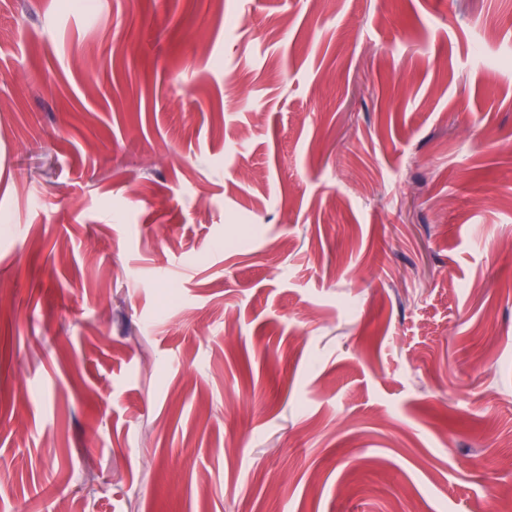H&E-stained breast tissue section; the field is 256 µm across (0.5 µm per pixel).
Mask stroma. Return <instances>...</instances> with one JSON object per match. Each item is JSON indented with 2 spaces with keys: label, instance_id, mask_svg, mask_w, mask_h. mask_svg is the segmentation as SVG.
I'll list each match as a JSON object with an SVG mask.
<instances>
[{
  "label": "stroma",
  "instance_id": "1",
  "mask_svg": "<svg viewBox=\"0 0 512 512\" xmlns=\"http://www.w3.org/2000/svg\"><path fill=\"white\" fill-rule=\"evenodd\" d=\"M512 0H0V512H498Z\"/></svg>",
  "mask_w": 512,
  "mask_h": 512
}]
</instances>
